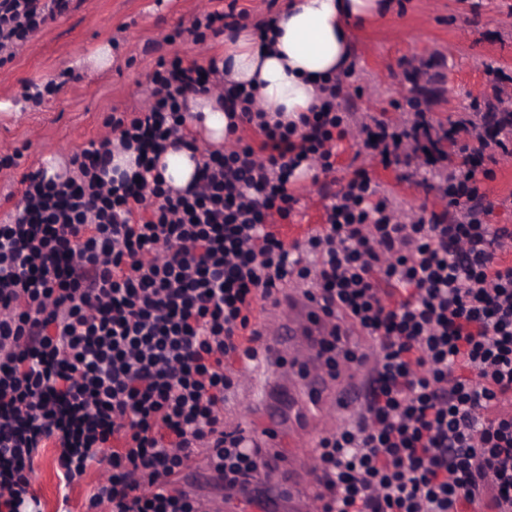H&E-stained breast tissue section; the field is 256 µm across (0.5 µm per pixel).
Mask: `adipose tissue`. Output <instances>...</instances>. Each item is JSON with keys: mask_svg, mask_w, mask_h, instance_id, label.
<instances>
[{"mask_svg": "<svg viewBox=\"0 0 512 512\" xmlns=\"http://www.w3.org/2000/svg\"><path fill=\"white\" fill-rule=\"evenodd\" d=\"M392 0H288L265 37L246 26L225 35L224 75L253 87L268 115L298 120L320 86L348 67L355 51L350 26L389 13ZM185 125L213 145L227 139L228 118L215 97L196 96Z\"/></svg>", "mask_w": 512, "mask_h": 512, "instance_id": "obj_1", "label": "adipose tissue"}]
</instances>
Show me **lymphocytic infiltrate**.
<instances>
[{
    "mask_svg": "<svg viewBox=\"0 0 512 512\" xmlns=\"http://www.w3.org/2000/svg\"><path fill=\"white\" fill-rule=\"evenodd\" d=\"M69 0H0V55L53 21ZM196 16L193 39L246 19ZM146 110L107 116L112 139L72 154L71 173L23 178L0 224V512H26L41 449L61 488L108 467L87 512H204L176 475L200 462L226 494L261 483L268 451L226 429L234 367L263 354L257 302L279 307L288 282L326 322L315 354L372 363L363 408L321 437L324 512H512V229L487 223L482 152L438 185L442 211L399 221L371 179L331 193L326 222L287 240L289 191L309 157L333 173L346 138L342 86L326 89L295 135L269 123L252 91L224 84L223 58L159 57ZM220 89L255 143L200 155L192 182L168 185V148L196 149L182 126L198 92ZM136 151L132 176L106 181L113 144ZM350 324L376 347L341 333Z\"/></svg>",
    "mask_w": 512,
    "mask_h": 512,
    "instance_id": "lymphocytic-infiltrate-1",
    "label": "lymphocytic infiltrate"
}]
</instances>
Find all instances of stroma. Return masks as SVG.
<instances>
[{
  "instance_id": "35a3bbf8",
  "label": "stroma",
  "mask_w": 512,
  "mask_h": 512,
  "mask_svg": "<svg viewBox=\"0 0 512 512\" xmlns=\"http://www.w3.org/2000/svg\"><path fill=\"white\" fill-rule=\"evenodd\" d=\"M393 14L354 30L357 51L345 89L350 96L348 123L357 118L396 122L408 112V59L429 64L439 91L430 96L428 118L452 125L465 107L488 92V72H496L502 88L512 93V0H396ZM224 0H73L69 10L18 46L11 61L0 65V154L18 152L16 168L0 170V220L14 211L22 194L23 174L49 165L66 167L73 152L105 134V117L112 110L139 109L150 91V77L158 56L199 58L198 45L183 36L194 16L220 10ZM112 46V65L98 69L89 59L99 45ZM75 80L45 97L40 106L24 103L22 86L41 83L65 71ZM335 176L344 180L365 171L380 197L408 217L423 209H440L436 191L414 177L407 158L386 162L366 150L359 139L347 137L333 149ZM487 174L481 187L495 210L492 224L512 226V161L493 149L485 160ZM329 186L298 177L294 193L299 202L280 233L291 240L304 238L323 222ZM237 392L224 408L228 427H240L252 436L262 434L263 423L251 407V382L272 375L257 362L240 367ZM345 415L329 410L313 431L288 426L279 447L271 449L274 466L286 469L289 459L318 466L314 452L318 437L342 426ZM100 476L89 471L62 493L52 449H43L30 476L40 500V512H57L68 502L71 512H85L91 484Z\"/></svg>"
}]
</instances>
